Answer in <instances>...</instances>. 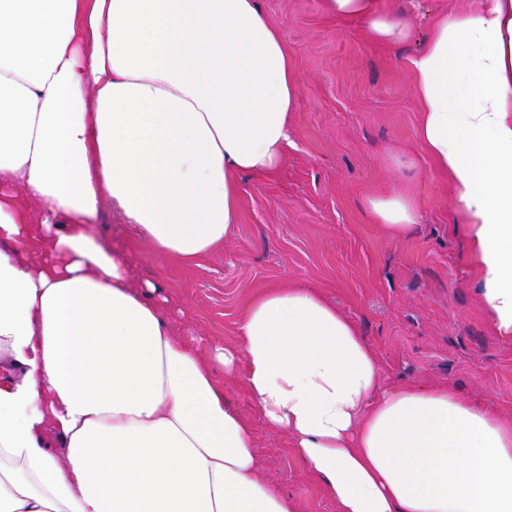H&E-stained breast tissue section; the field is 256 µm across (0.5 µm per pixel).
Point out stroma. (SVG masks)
Segmentation results:
<instances>
[{"label": "stroma", "mask_w": 512, "mask_h": 512, "mask_svg": "<svg viewBox=\"0 0 512 512\" xmlns=\"http://www.w3.org/2000/svg\"><path fill=\"white\" fill-rule=\"evenodd\" d=\"M300 83L284 166L242 173L237 224L223 248L185 264L128 243L103 212L98 232L124 246L137 279L166 290L176 333L202 337L210 358L232 345L261 289L309 283L352 319L373 348L383 386L447 387L512 420V335L480 304L454 203L418 136L419 109L406 59L435 17L465 0H418L399 43L373 41L361 23L325 12L322 0H261ZM404 193L417 222L404 236L369 202ZM224 388L252 433L258 475L297 512H336L288 436L271 432L242 383Z\"/></svg>", "instance_id": "35a3bbf8"}]
</instances>
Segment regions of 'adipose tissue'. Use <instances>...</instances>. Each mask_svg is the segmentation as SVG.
<instances>
[{"mask_svg":"<svg viewBox=\"0 0 512 512\" xmlns=\"http://www.w3.org/2000/svg\"><path fill=\"white\" fill-rule=\"evenodd\" d=\"M376 40L402 0H322ZM477 294L512 335V0L441 14L407 60ZM299 82L260 0H0V512H295L257 475L214 374L241 376L337 512H512V423L449 389H385L354 321L267 288L211 361L162 288L92 231L114 205L160 255L223 246L236 177L285 163ZM393 234L402 194L371 201Z\"/></svg>","mask_w":512,"mask_h":512,"instance_id":"obj_1","label":"adipose tissue"}]
</instances>
